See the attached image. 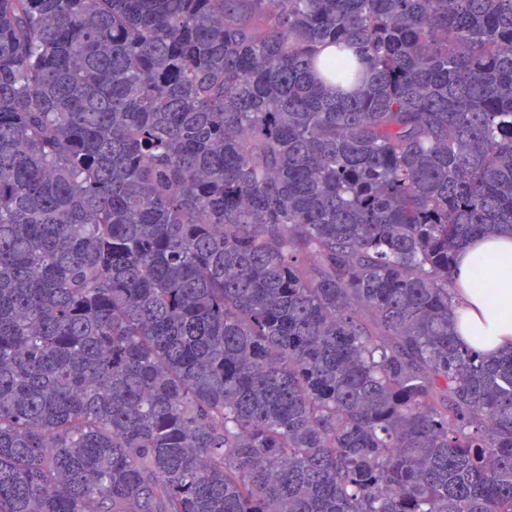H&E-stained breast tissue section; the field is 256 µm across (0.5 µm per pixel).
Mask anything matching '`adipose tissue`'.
I'll return each mask as SVG.
<instances>
[{"instance_id":"1","label":"adipose tissue","mask_w":512,"mask_h":512,"mask_svg":"<svg viewBox=\"0 0 512 512\" xmlns=\"http://www.w3.org/2000/svg\"><path fill=\"white\" fill-rule=\"evenodd\" d=\"M498 262L493 281L478 282L482 263ZM457 305L454 324L461 341L484 354L512 348V234L475 238L461 250L453 268Z\"/></svg>"}]
</instances>
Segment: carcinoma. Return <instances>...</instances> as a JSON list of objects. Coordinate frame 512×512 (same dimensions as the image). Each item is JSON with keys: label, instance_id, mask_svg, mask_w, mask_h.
Wrapping results in <instances>:
<instances>
[{"label": "carcinoma", "instance_id": "cac0c4a2", "mask_svg": "<svg viewBox=\"0 0 512 512\" xmlns=\"http://www.w3.org/2000/svg\"><path fill=\"white\" fill-rule=\"evenodd\" d=\"M512 0H0V512H512ZM498 262L501 273L480 284L482 263ZM457 305L454 324L460 340L485 355L512 347V234L477 237L461 250L453 268Z\"/></svg>", "mask_w": 512, "mask_h": 512}]
</instances>
